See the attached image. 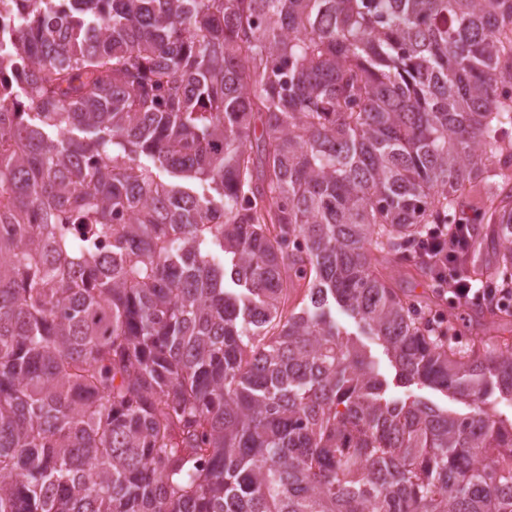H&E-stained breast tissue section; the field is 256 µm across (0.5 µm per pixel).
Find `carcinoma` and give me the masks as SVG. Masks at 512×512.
<instances>
[{
	"label": "carcinoma",
	"instance_id": "cac0c4a2",
	"mask_svg": "<svg viewBox=\"0 0 512 512\" xmlns=\"http://www.w3.org/2000/svg\"><path fill=\"white\" fill-rule=\"evenodd\" d=\"M68 2L0 0V512H512V341L386 266L512 288V0ZM425 234L418 244L409 251L410 259L426 266L433 272L436 281L448 288V267L455 266L457 270L452 277L450 290L457 305H470L476 300L482 307L493 310L510 297L511 288L485 286L475 288L460 271L461 260L471 255L470 262L476 267H488L495 261V254L485 245L476 243L473 247L474 224H427ZM450 226V228H448ZM472 252V253H471ZM410 261H393L390 265L392 276V285L400 292L407 294L422 295L429 293L432 288V282L418 277H412L409 271ZM332 314L336 319V326L341 333L350 335L343 337L354 338L362 344L368 354L371 355L376 370L388 382L387 397L402 400L407 398V396H414L417 399H421L424 402H428L440 408H448V412L453 414H464L468 411L467 401L459 396H454L449 392L446 394L428 387H406V385L401 384L396 378L395 369L392 367L383 347L376 337L369 334L357 320L339 307H333Z\"/></svg>",
	"mask_w": 512,
	"mask_h": 512
}]
</instances>
